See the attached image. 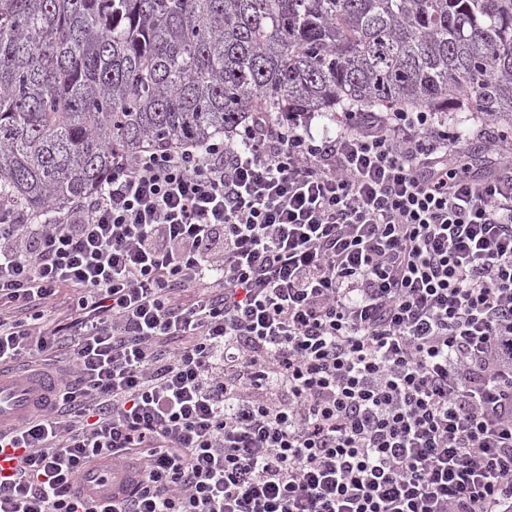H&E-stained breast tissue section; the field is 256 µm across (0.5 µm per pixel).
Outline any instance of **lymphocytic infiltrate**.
Wrapping results in <instances>:
<instances>
[{
    "label": "lymphocytic infiltrate",
    "mask_w": 512,
    "mask_h": 512,
    "mask_svg": "<svg viewBox=\"0 0 512 512\" xmlns=\"http://www.w3.org/2000/svg\"><path fill=\"white\" fill-rule=\"evenodd\" d=\"M313 118L0 205V362L69 358L0 512H512V136L478 176L443 113Z\"/></svg>",
    "instance_id": "lymphocytic-infiltrate-1"
}]
</instances>
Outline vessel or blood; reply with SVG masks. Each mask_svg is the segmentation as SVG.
Returning <instances> with one entry per match:
<instances>
[{
	"label": "vessel or blood",
	"instance_id": "1",
	"mask_svg": "<svg viewBox=\"0 0 512 512\" xmlns=\"http://www.w3.org/2000/svg\"><path fill=\"white\" fill-rule=\"evenodd\" d=\"M55 386V375L41 371L16 374L0 367V428L50 408Z\"/></svg>",
	"mask_w": 512,
	"mask_h": 512
}]
</instances>
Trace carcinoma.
Returning <instances> with one entry per match:
<instances>
[{
  "label": "carcinoma",
  "mask_w": 512,
  "mask_h": 512,
  "mask_svg": "<svg viewBox=\"0 0 512 512\" xmlns=\"http://www.w3.org/2000/svg\"><path fill=\"white\" fill-rule=\"evenodd\" d=\"M388 108L512 129V0H0V202L35 216L256 112Z\"/></svg>",
  "instance_id": "carcinoma-1"
}]
</instances>
